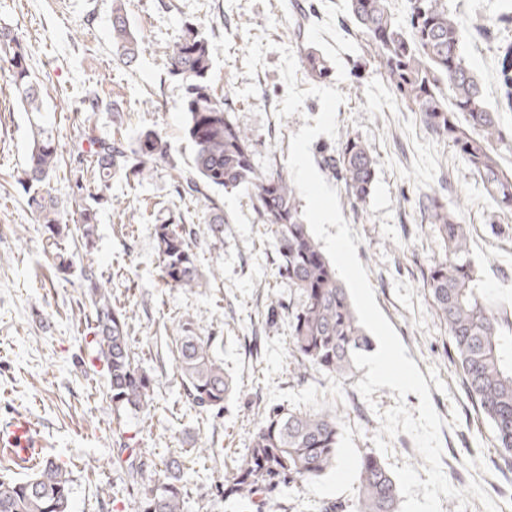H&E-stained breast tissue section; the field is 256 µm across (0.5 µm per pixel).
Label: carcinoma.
Returning a JSON list of instances; mask_svg holds the SVG:
<instances>
[{
  "label": "carcinoma",
  "mask_w": 512,
  "mask_h": 512,
  "mask_svg": "<svg viewBox=\"0 0 512 512\" xmlns=\"http://www.w3.org/2000/svg\"><path fill=\"white\" fill-rule=\"evenodd\" d=\"M357 30L376 47L380 67L399 98L420 114L425 126L448 143L475 175L488 198L503 213H512V168L503 166L497 146L509 145L498 113L487 105L479 76L465 60L463 48L470 32L448 13L442 0H410L404 22L391 14L387 0H349ZM142 40L131 29L123 0L112 8V48L128 64L135 61ZM212 46L192 23L181 29L168 54L169 72L185 85V133L193 145V173L185 178L190 192L197 181L220 189L241 188L253 194L260 223L274 234L279 275L298 296L288 311V336L298 365L309 364L346 377L352 355L370 348L371 340L359 323L347 288L306 224L295 188L282 172L261 174L252 161L251 139L211 90ZM314 79L329 74L327 61L316 50L302 58ZM8 71L24 111L43 110L42 90L28 64L27 38L18 27L0 25V69ZM502 104L512 110V43L498 57ZM33 142L19 179L28 205L43 225L46 245L54 251L59 269H69L62 241L70 228L61 222L57 198L48 189L58 153L52 133L35 125ZM139 159L127 165L124 153L105 137L87 138L92 166L88 193L103 200L108 182L121 172L140 177L157 160L170 156L168 141L149 129L140 135ZM336 172L353 201L372 191L376 160L357 138L346 136L337 153L323 158ZM80 210L81 242L92 253L97 212ZM442 250L426 273V288L436 314L448 328L451 360L467 397L492 425L500 459L512 466V318L499 310L481 286L473 267L467 225L448 203L428 198L423 205ZM212 246L224 244V211L208 207ZM162 278L172 288H197L204 276L185 227L172 221L154 225ZM90 312L85 320L93 334L97 357L107 371L112 403L139 411L150 406L152 379L137 364L128 344V322L112 306L94 263L82 268ZM215 338L203 337L195 324L180 325L172 350L184 395L194 407L222 411L232 393L233 379ZM341 424L326 411L275 408L256 425L247 452L224 477V497L245 505L258 496L272 498L284 486L318 477L337 462ZM353 512H401L400 491L391 473L375 455L362 456L357 473ZM70 473L54 458H45L30 476L0 479V512H70ZM180 464L172 460L163 476L141 501L140 512H183Z\"/></svg>",
  "instance_id": "1"
}]
</instances>
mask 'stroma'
<instances>
[{
	"label": "stroma",
	"instance_id": "1",
	"mask_svg": "<svg viewBox=\"0 0 512 512\" xmlns=\"http://www.w3.org/2000/svg\"><path fill=\"white\" fill-rule=\"evenodd\" d=\"M472 30L466 59L481 78L488 105L512 133V111L501 105L497 58L512 42V27L495 38L477 37L512 0H443ZM131 28L142 40L132 64L112 50V0H0V25L20 27L28 40L32 75L44 87L41 122L52 130L59 163L50 183L71 233L64 242L70 268L58 270L45 252L43 227L19 182L31 141L29 114L6 77L0 76V419L32 416L44 455L66 466L72 479L71 512H139L154 474L172 458L183 464L184 512H242L224 496V475L247 450L251 434L272 406L329 411L342 424L338 464L302 486L286 488L262 512H322L350 506L364 454L378 453L386 467L425 461L404 433L386 452L373 443L379 412L396 404L390 388L364 400L356 389L365 369L344 378L298 366L288 346L286 305L295 303L275 263L274 238L258 222L243 191L200 185L186 193L193 149L185 135V87L168 71L166 53L190 22L213 46L210 83L233 120L253 143V164L268 174L287 171L290 137L317 116L318 98L302 113L278 117L286 86L279 72V46L295 56L318 50L331 73L327 86L345 96L337 110L338 136L311 145L314 164L338 195L351 227L357 256L368 271L376 302L424 376L432 404L444 421L441 466L452 486L479 480L499 512H512V468L496 452L491 424L468 399L448 359L445 324L436 315L423 274L440 243L422 204L448 201L470 228V256L500 309L512 312V213L499 212L476 176L447 140L428 129L402 103L379 66L375 48L357 33L347 0H126ZM276 43L255 77L245 74L247 38ZM112 138L135 156L141 130L168 140L169 161L145 179L114 177L97 207L92 254L81 247L76 182L89 157L78 150L85 131ZM358 138L376 159L370 195L353 202L342 180L323 168L326 152L340 139ZM224 211V245H210L203 215L209 202ZM176 218L205 274L202 287L173 288L162 280L153 227ZM94 261L112 303L126 313L130 344L153 381V399L142 411L113 404L106 369L85 326L89 310L80 269ZM193 321L200 335L216 337L224 366L234 378L222 413L185 401L172 355L177 325ZM135 448L145 464L131 481L114 460Z\"/></svg>",
	"mask_w": 512,
	"mask_h": 512
}]
</instances>
